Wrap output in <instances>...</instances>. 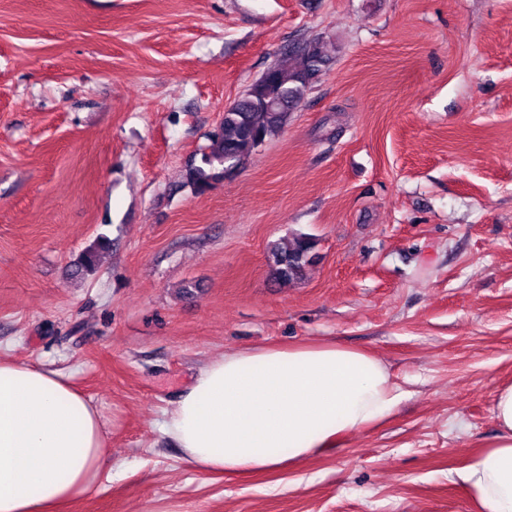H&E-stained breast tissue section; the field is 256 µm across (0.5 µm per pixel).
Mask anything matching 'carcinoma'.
Wrapping results in <instances>:
<instances>
[{"label": "carcinoma", "instance_id": "cac0c4a2", "mask_svg": "<svg viewBox=\"0 0 512 512\" xmlns=\"http://www.w3.org/2000/svg\"><path fill=\"white\" fill-rule=\"evenodd\" d=\"M329 63L322 39L299 42L283 52L266 69L263 79L249 87L224 114L210 134L208 151L200 160H191L185 168V184L196 194H204L224 180L229 171L245 166L253 153L277 136L285 127L291 112L298 108L308 90ZM105 238L89 246L75 264V273L94 272L98 250L107 246ZM317 240L296 233L288 243L269 248L268 261L273 274L282 281L302 277L310 263Z\"/></svg>", "mask_w": 512, "mask_h": 512}]
</instances>
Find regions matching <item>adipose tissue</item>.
I'll return each mask as SVG.
<instances>
[{"instance_id":"adipose-tissue-1","label":"adipose tissue","mask_w":512,"mask_h":512,"mask_svg":"<svg viewBox=\"0 0 512 512\" xmlns=\"http://www.w3.org/2000/svg\"><path fill=\"white\" fill-rule=\"evenodd\" d=\"M405 391L378 357L326 341L230 352L204 365L162 431L194 470L227 478L299 463L389 417ZM493 440L458 477L478 512H512V384ZM100 414L61 373L0 357V512H54L97 492L108 461Z\"/></svg>"}]
</instances>
